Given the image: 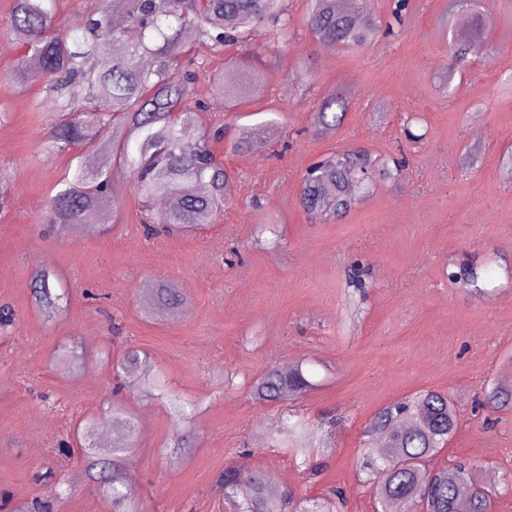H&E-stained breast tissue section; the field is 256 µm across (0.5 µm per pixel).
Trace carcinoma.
Segmentation results:
<instances>
[{"label": "carcinoma", "mask_w": 512, "mask_h": 512, "mask_svg": "<svg viewBox=\"0 0 512 512\" xmlns=\"http://www.w3.org/2000/svg\"><path fill=\"white\" fill-rule=\"evenodd\" d=\"M61 0H15L12 32L26 51L40 62L39 72L28 76L42 81L51 94L56 119L49 142L58 153H71L75 167H67L62 188L49 201L56 224H92L101 203L109 200L114 176L128 174L134 193L146 211L144 226L151 233L162 225L184 232L202 230L224 211V187L231 173L213 146L227 134L228 124L208 125L202 113L208 107L194 98L200 76L213 81L232 112L243 97H261L263 74L252 72L242 86L226 83L207 70V59L230 45L244 43L252 27L271 24V45L288 42L286 0H92L89 9L74 19L72 33L57 26ZM306 22L318 41L354 51L370 44L379 32L374 22L360 23L343 0H309ZM452 63L465 67L475 57H487L480 34H463L448 42ZM342 99L322 102L313 110L312 125L330 130L347 111ZM99 155L94 169L79 163V151ZM372 179V168L362 151L334 154L312 166L302 179L300 203L316 218L344 213L355 204ZM161 197L176 199L174 207L156 210ZM449 277L477 285V267L467 262ZM33 293L48 312H60L67 294L50 270L32 278ZM179 288L163 285L146 299L149 310L163 312L184 303ZM116 371L132 377L149 396L166 391L152 372L146 354L126 349ZM312 383L302 367L286 372L269 367L250 385L254 399L275 405L309 391ZM494 408L512 405V389L492 385L486 394ZM457 411L448 393L423 390L406 401L379 410L368 436L385 437L386 451L364 462L367 481L382 512L398 504L422 506L423 512H458L460 499L467 512H490V489L476 479L475 468L454 462L430 470L426 463L438 455L454 435ZM96 425L84 424L85 461L98 470V495L112 512H144L126 491L122 457L128 447L97 450ZM308 423L302 418L283 420L274 443L297 453L305 447ZM228 512H268L276 502L280 512H345L347 496L336 487L306 499L288 485L273 484L259 471L246 473L230 463L217 476Z\"/></svg>", "instance_id": "1"}]
</instances>
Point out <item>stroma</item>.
Listing matches in <instances>:
<instances>
[{"mask_svg": "<svg viewBox=\"0 0 512 512\" xmlns=\"http://www.w3.org/2000/svg\"><path fill=\"white\" fill-rule=\"evenodd\" d=\"M449 5L410 0L391 34L329 55L305 24L307 0H288L284 55H270L264 24L247 45L226 47L211 68L235 58L233 83L252 70L266 81L264 96L242 105L231 138L265 145H216L235 176L215 224L150 236L122 174L96 223H49L69 158L48 146L52 103L28 82L25 49L9 32L13 0H0V43L10 46L0 54V169L11 173L0 209V304L16 314L0 335V512L37 502L48 512H110L84 463L81 428L95 419L99 442L118 445L127 417L139 426L127 483L146 512H224L213 482L232 462L307 497L341 487L348 512H377L359 479L364 431L379 409L423 389L448 392L458 410L457 430L430 467L470 461L497 490L492 512H512V487L503 485L512 480V407L480 406L489 384L512 386V0H477L498 53L455 72L448 43L471 25ZM336 97L349 103L340 125L316 131L313 109ZM354 149L377 166L403 153L408 167L375 175L369 195L341 216L305 213L306 168ZM466 260L482 268V294L449 277ZM356 264L362 293L348 286ZM43 269L70 295L51 322L31 288ZM164 282L183 289L186 306L148 311L150 287ZM73 344L84 354L76 373L62 363ZM129 346L148 353L168 398L117 388L106 360ZM273 365L302 366L312 389L276 406L255 401L249 384ZM177 400L198 405L190 446L178 453ZM290 412L321 425L333 447L317 481L273 446ZM64 439L74 450L63 461L54 448ZM45 467L56 479L36 481Z\"/></svg>", "mask_w": 512, "mask_h": 512, "instance_id": "1", "label": "stroma"}]
</instances>
